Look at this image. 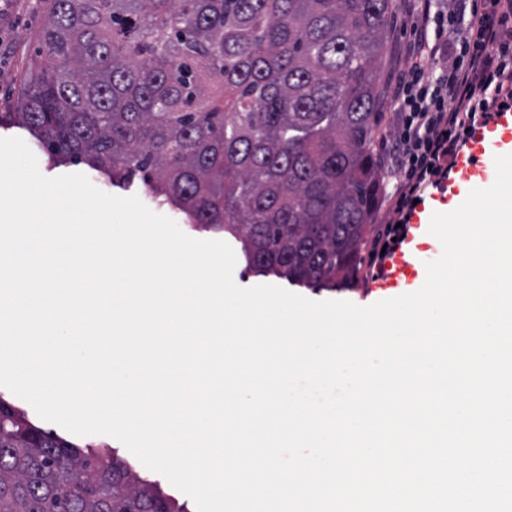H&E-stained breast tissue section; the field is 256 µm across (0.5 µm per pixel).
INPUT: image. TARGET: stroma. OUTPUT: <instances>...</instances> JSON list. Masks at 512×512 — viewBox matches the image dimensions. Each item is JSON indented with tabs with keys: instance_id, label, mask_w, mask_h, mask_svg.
Masks as SVG:
<instances>
[{
	"instance_id": "1",
	"label": "stroma",
	"mask_w": 512,
	"mask_h": 512,
	"mask_svg": "<svg viewBox=\"0 0 512 512\" xmlns=\"http://www.w3.org/2000/svg\"><path fill=\"white\" fill-rule=\"evenodd\" d=\"M50 4L51 0H0V113L13 112L17 109L28 66L42 49ZM409 4L410 0H392L391 20L380 62L381 122L374 141V151L379 156L384 154L385 142L395 124L391 90L407 63V53L411 47L412 17L409 13ZM493 132L502 136L497 148L498 153H512V111L490 122L487 127L477 128L460 153L443 189H432L425 193L424 203L417 207L410 222V243L403 251L397 252L392 261L387 262L383 278H374L369 251L364 248L360 251V260L354 275L338 282L333 288H313L272 274L258 273L247 269L246 262L242 259L237 261L233 272L235 283L244 288L258 284H274L312 300H348L360 306L416 292L423 286L426 273L414 263L413 258L429 252L433 246L426 225L433 212L451 211L454 200L464 191L489 184L491 157L486 137ZM107 191L109 194L122 197L138 196L153 212L175 220L182 231L190 237L216 240L224 237L220 231L193 227L183 213L152 201L141 181L111 185ZM1 398L8 399L23 410L35 426L53 432L66 441L81 447L88 444H108L124 465L142 481L158 485L164 493L176 497L178 501H185L184 493L163 475L146 469L115 438L106 435H73L56 424L42 420L28 402L0 387Z\"/></svg>"
}]
</instances>
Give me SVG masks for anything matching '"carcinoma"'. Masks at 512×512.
<instances>
[{
	"label": "carcinoma",
	"mask_w": 512,
	"mask_h": 512,
	"mask_svg": "<svg viewBox=\"0 0 512 512\" xmlns=\"http://www.w3.org/2000/svg\"><path fill=\"white\" fill-rule=\"evenodd\" d=\"M392 0H52L18 111L50 161L142 181L241 243L247 267L334 286L378 204L372 143ZM0 512H186L0 401Z\"/></svg>",
	"instance_id": "carcinoma-1"
}]
</instances>
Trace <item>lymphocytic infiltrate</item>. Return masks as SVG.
Here are the masks:
<instances>
[{
    "mask_svg": "<svg viewBox=\"0 0 512 512\" xmlns=\"http://www.w3.org/2000/svg\"><path fill=\"white\" fill-rule=\"evenodd\" d=\"M415 41L392 92L397 123L386 155L404 176L387 199L393 219L371 243V262L405 244L415 199L439 187L468 135L512 107V0H417Z\"/></svg>",
    "mask_w": 512,
    "mask_h": 512,
    "instance_id": "f902f5d3",
    "label": "lymphocytic infiltrate"
}]
</instances>
